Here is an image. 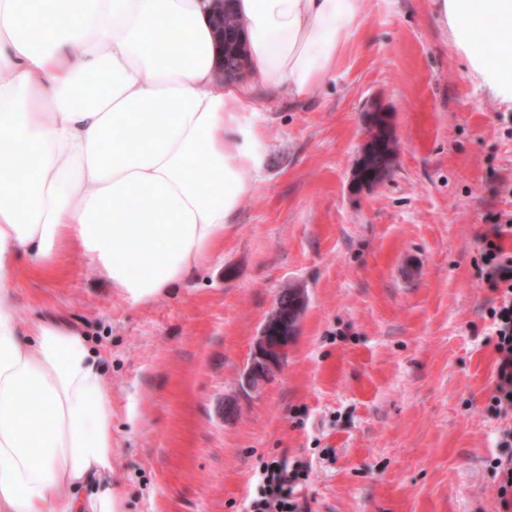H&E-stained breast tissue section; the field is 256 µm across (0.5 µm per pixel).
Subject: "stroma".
<instances>
[{
	"label": "stroma",
	"mask_w": 512,
	"mask_h": 512,
	"mask_svg": "<svg viewBox=\"0 0 512 512\" xmlns=\"http://www.w3.org/2000/svg\"><path fill=\"white\" fill-rule=\"evenodd\" d=\"M375 109L394 173L360 189ZM255 118L265 167L185 286L130 305L72 249L52 277L19 275L23 330L62 320L102 357L123 512H244L282 455L309 512H507L477 237L512 219V109L468 77L430 0H367L335 77ZM286 288L306 297L287 362L244 393Z\"/></svg>",
	"instance_id": "obj_1"
}]
</instances>
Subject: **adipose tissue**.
<instances>
[{
	"instance_id": "obj_1",
	"label": "adipose tissue",
	"mask_w": 512,
	"mask_h": 512,
	"mask_svg": "<svg viewBox=\"0 0 512 512\" xmlns=\"http://www.w3.org/2000/svg\"><path fill=\"white\" fill-rule=\"evenodd\" d=\"M365 2L231 0L248 64L225 83L213 0H0V512H122L98 358L51 320L24 335L21 267L52 275L75 248L133 305L186 284L264 167L256 92L305 101ZM433 10L469 75L512 105V0Z\"/></svg>"
}]
</instances>
